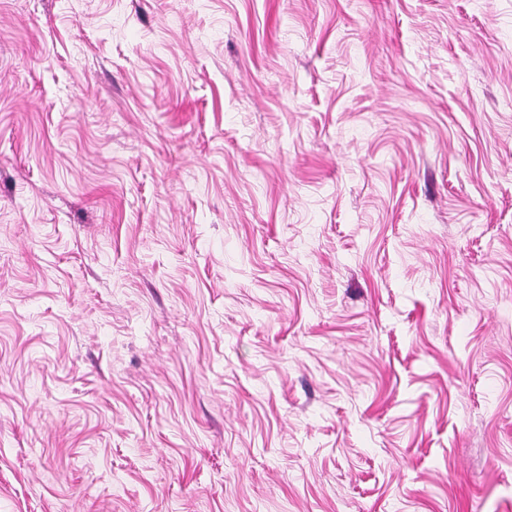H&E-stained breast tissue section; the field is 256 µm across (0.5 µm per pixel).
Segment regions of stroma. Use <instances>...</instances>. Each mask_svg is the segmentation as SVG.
Listing matches in <instances>:
<instances>
[{"label":"stroma","mask_w":512,"mask_h":512,"mask_svg":"<svg viewBox=\"0 0 512 512\" xmlns=\"http://www.w3.org/2000/svg\"><path fill=\"white\" fill-rule=\"evenodd\" d=\"M0 512H512V0H0Z\"/></svg>","instance_id":"obj_1"}]
</instances>
